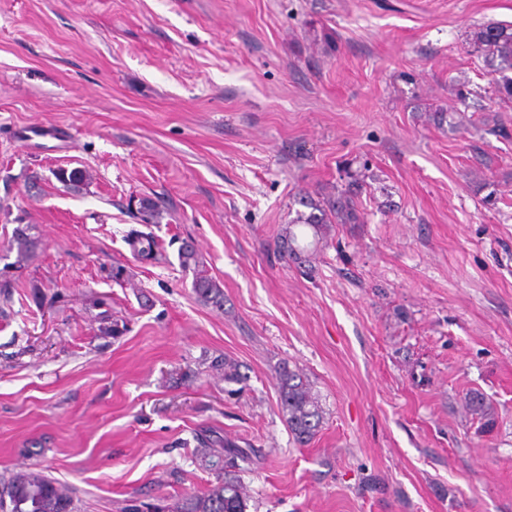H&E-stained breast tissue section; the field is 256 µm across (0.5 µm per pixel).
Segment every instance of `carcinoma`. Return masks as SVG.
Wrapping results in <instances>:
<instances>
[{"label": "carcinoma", "instance_id": "carcinoma-1", "mask_svg": "<svg viewBox=\"0 0 512 512\" xmlns=\"http://www.w3.org/2000/svg\"><path fill=\"white\" fill-rule=\"evenodd\" d=\"M469 44L475 52L484 56L494 66V72L500 74L496 79V93L502 100H512V25L483 24L475 27L469 35ZM56 178L68 187L87 185L92 175L84 169H60ZM138 214L146 224L156 222L160 215L159 202L143 197L139 200ZM337 215L344 224L358 222L359 216L350 203L336 208V201L328 199L319 213L299 216L302 224H326L330 215ZM128 244L141 258L153 259L157 255V242L150 233L137 229L127 235ZM14 243L20 259L34 255L39 247L38 238L28 233L26 227H16ZM182 268L193 270L195 278L193 288L196 295L206 304L216 308L224 306V289L212 278L199 270L200 260L195 249L186 244L179 253ZM213 367L224 372V381L238 382L241 379L237 364L230 360H217ZM279 398L281 410L286 416L288 429L295 439L304 443L316 433L322 419V410L316 395L304 377L288 366L280 372ZM204 447L203 462L208 470L217 476L216 484L190 500L185 512H247V496L243 492L235 469L242 463H250L258 456L255 448H243L226 438L222 441L199 439ZM6 493L10 512H70L72 499L67 490L56 485L55 481L37 467H29L13 474L7 485L0 488Z\"/></svg>", "mask_w": 512, "mask_h": 512}]
</instances>
